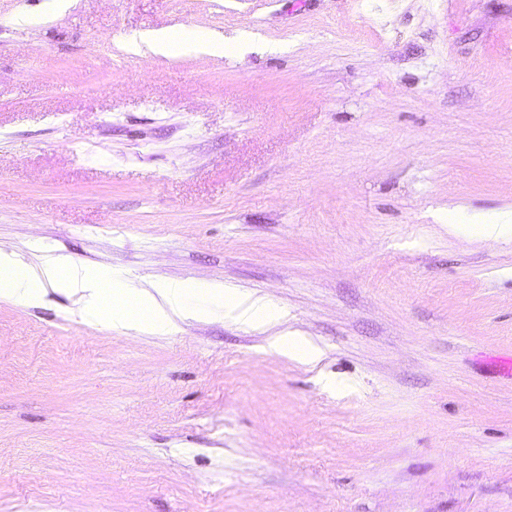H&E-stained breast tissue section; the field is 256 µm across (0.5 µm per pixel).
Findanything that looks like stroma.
Here are the masks:
<instances>
[{
    "label": "stroma",
    "instance_id": "obj_1",
    "mask_svg": "<svg viewBox=\"0 0 512 512\" xmlns=\"http://www.w3.org/2000/svg\"><path fill=\"white\" fill-rule=\"evenodd\" d=\"M0 247L327 350L0 298V512H512V0H0ZM175 33L170 29L143 31L131 38L129 47L143 57L167 53L174 47Z\"/></svg>",
    "mask_w": 512,
    "mask_h": 512
}]
</instances>
